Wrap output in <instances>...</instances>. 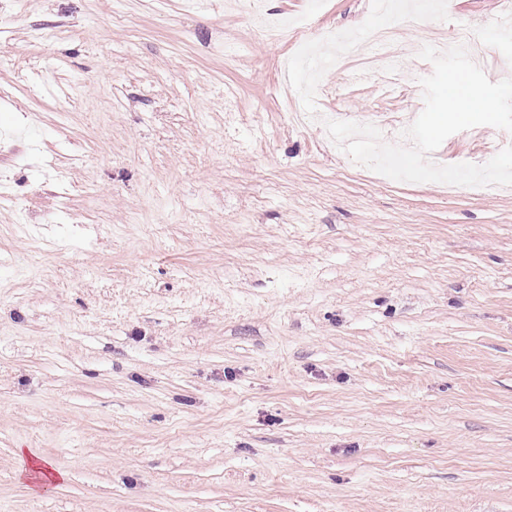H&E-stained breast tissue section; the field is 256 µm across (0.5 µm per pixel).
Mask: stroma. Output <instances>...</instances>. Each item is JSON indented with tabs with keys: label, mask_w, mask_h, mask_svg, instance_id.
Instances as JSON below:
<instances>
[{
	"label": "stroma",
	"mask_w": 512,
	"mask_h": 512,
	"mask_svg": "<svg viewBox=\"0 0 512 512\" xmlns=\"http://www.w3.org/2000/svg\"><path fill=\"white\" fill-rule=\"evenodd\" d=\"M259 3L317 54L228 0H0V512H512V193L377 174L284 93L409 126L423 45L507 78L500 0ZM388 25L399 85L330 65Z\"/></svg>",
	"instance_id": "stroma-1"
}]
</instances>
